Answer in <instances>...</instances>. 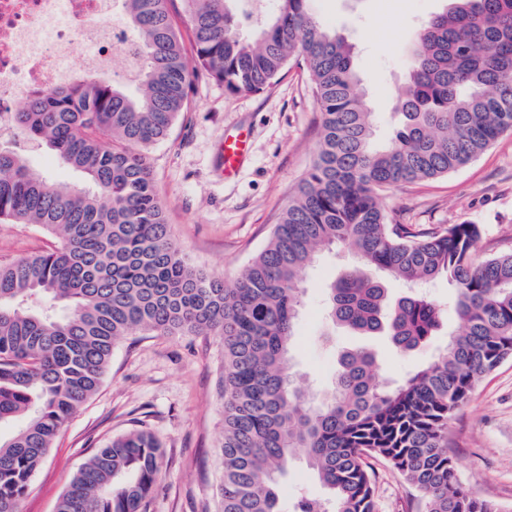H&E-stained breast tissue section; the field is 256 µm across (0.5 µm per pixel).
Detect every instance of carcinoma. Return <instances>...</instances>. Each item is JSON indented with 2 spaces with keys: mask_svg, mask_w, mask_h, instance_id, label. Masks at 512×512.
Here are the masks:
<instances>
[{
  "mask_svg": "<svg viewBox=\"0 0 512 512\" xmlns=\"http://www.w3.org/2000/svg\"><path fill=\"white\" fill-rule=\"evenodd\" d=\"M136 44L130 81L78 79L30 97L9 116L27 144L52 152L85 186L36 174L27 152L0 145V219L60 240L0 263V512H19L30 479L68 418L100 388L121 338L134 332L224 338L221 512H284L277 485L297 452L326 489L292 512H376L374 471L387 462L422 494L424 512H498L461 482L448 420L475 384L512 357V251L479 256L477 224L418 233L391 224L383 189L446 176L512 132V0H448L424 20L397 108L402 124L374 142V113L352 45L311 11L278 0L266 16L237 0H181L200 69L230 93L259 92L298 56L322 114L316 157L260 254L233 286L187 263L173 242L147 149L185 112L191 76L172 0H120ZM359 266L327 286L328 316L357 336H384L403 356L424 350L442 305L418 291L394 300L376 273L411 286L454 283L461 324L444 353L392 385L367 347L338 354L313 397L286 370L322 247ZM161 443L135 428L97 449L57 512H142Z\"/></svg>",
  "mask_w": 512,
  "mask_h": 512,
  "instance_id": "obj_1",
  "label": "carcinoma"
}]
</instances>
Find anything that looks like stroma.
I'll return each instance as SVG.
<instances>
[{"label":"stroma","mask_w":512,"mask_h":512,"mask_svg":"<svg viewBox=\"0 0 512 512\" xmlns=\"http://www.w3.org/2000/svg\"><path fill=\"white\" fill-rule=\"evenodd\" d=\"M323 23L354 46L361 87L374 111L378 143L400 123L402 93L417 26L443 8L442 0H313ZM188 108L169 135L149 149L150 167L174 242L194 268L233 283L265 246L317 149L321 114L303 60H292L280 79L259 92L229 93L205 73L193 76ZM249 128L252 149L240 173L224 179L217 152L225 131ZM389 217L416 232L451 224H478L484 256L512 250V133L475 161L444 177L383 191ZM41 227L0 220V262L56 246ZM355 257L339 247L322 249L304 277V303L288 365L318 393L328 386L339 349L372 347L382 374L403 379L443 349L457 333L456 290L447 279L427 285L445 307L432 343L413 357L380 338L329 331L325 287ZM331 333L332 349L319 339ZM224 342L216 335L155 336L119 340L98 392L60 429L34 473L20 512H56L59 498L97 448L130 429L146 427L164 456L158 485L145 512H218L223 481ZM448 440L464 486L512 512V358L475 386L448 422ZM378 512H423L420 494L387 463L376 460ZM284 505L299 493L325 490L303 457H295L278 486Z\"/></svg>","instance_id":"35a3bbf8"}]
</instances>
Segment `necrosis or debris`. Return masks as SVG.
<instances>
[{
	"mask_svg": "<svg viewBox=\"0 0 512 512\" xmlns=\"http://www.w3.org/2000/svg\"><path fill=\"white\" fill-rule=\"evenodd\" d=\"M116 0H0V118L19 98L109 68ZM87 46L75 57V44Z\"/></svg>",
	"mask_w": 512,
	"mask_h": 512,
	"instance_id": "necrosis-or-debris-1",
	"label": "necrosis or debris"
}]
</instances>
